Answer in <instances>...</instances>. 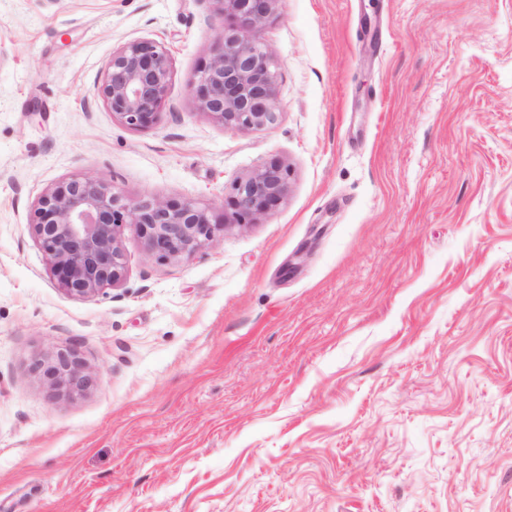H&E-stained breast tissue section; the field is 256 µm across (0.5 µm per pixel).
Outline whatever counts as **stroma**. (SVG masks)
I'll return each instance as SVG.
<instances>
[{
  "mask_svg": "<svg viewBox=\"0 0 512 512\" xmlns=\"http://www.w3.org/2000/svg\"><path fill=\"white\" fill-rule=\"evenodd\" d=\"M210 0H0V512H512V0H279L278 120L239 133L188 78ZM172 58L159 122L98 95L113 52ZM289 166L274 210L191 259L134 226L126 276L59 288L38 197L97 176L215 219ZM101 372L50 399L34 358Z\"/></svg>",
  "mask_w": 512,
  "mask_h": 512,
  "instance_id": "35a3bbf8",
  "label": "stroma"
}]
</instances>
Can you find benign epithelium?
<instances>
[{"instance_id":"7a95c632","label":"benign epithelium","mask_w":512,"mask_h":512,"mask_svg":"<svg viewBox=\"0 0 512 512\" xmlns=\"http://www.w3.org/2000/svg\"><path fill=\"white\" fill-rule=\"evenodd\" d=\"M228 24L215 35L210 56L188 81L198 109L240 133L267 128L278 119V77L260 31L280 0H211ZM172 79L169 51L153 39H135L112 53L99 97L126 127L149 129L159 120ZM290 169L271 160L233 185L229 213L213 223L208 208L160 197L131 199L98 177L63 181L37 200L33 234L50 273L68 295L91 298L125 278L121 245L133 225L147 250L163 261H182L217 241L231 227L245 228L287 196ZM51 398L81 395L100 372L77 348L33 361Z\"/></svg>"}]
</instances>
